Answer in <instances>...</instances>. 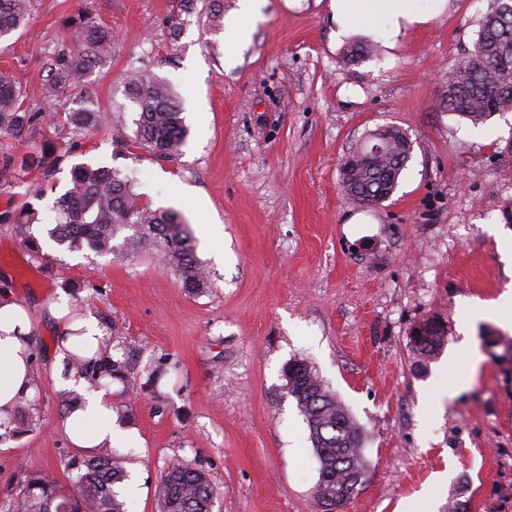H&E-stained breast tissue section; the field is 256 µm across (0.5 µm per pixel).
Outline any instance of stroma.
I'll return each instance as SVG.
<instances>
[{
    "instance_id": "obj_1",
    "label": "stroma",
    "mask_w": 512,
    "mask_h": 512,
    "mask_svg": "<svg viewBox=\"0 0 512 512\" xmlns=\"http://www.w3.org/2000/svg\"><path fill=\"white\" fill-rule=\"evenodd\" d=\"M87 3L117 38L87 76L84 102L112 108L113 123L133 132L124 78L148 67L182 100L181 155L160 162L128 154L105 129L76 141L44 126L0 139V162L21 165L29 141L46 140L62 156L50 175L57 189L77 163L120 170L143 203L183 214L213 285L192 293L147 254L71 253L42 240L37 259L0 218V280L31 314L42 385L38 406L22 402L0 427V512L32 474L68 483L86 457L64 432L54 382L61 364L46 310L61 291L114 328L113 358L127 365L112 381L127 432L116 447L128 459L127 512H157L158 480L175 464L209 475L213 512H314L318 463L282 373L298 357L362 430L367 479L342 512H403L425 488L437 512L455 499L469 512H512V328L497 306L512 290L502 255L512 238V112L476 139L438 106L486 0H452L399 49L351 67L339 62L325 0H267L241 42L224 37L238 0H194L174 43L164 20L177 0H34L27 26L0 41V68L37 110L67 104L42 94L44 63ZM385 125L409 134L411 158L382 206L352 205L341 162ZM432 316L448 342L420 369L408 336ZM467 339L482 357L475 370L460 354ZM163 367L168 375L148 387Z\"/></svg>"
}]
</instances>
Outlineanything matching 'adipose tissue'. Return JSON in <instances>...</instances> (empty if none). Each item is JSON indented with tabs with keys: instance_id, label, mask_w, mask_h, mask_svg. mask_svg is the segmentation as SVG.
<instances>
[{
	"instance_id": "1",
	"label": "adipose tissue",
	"mask_w": 512,
	"mask_h": 512,
	"mask_svg": "<svg viewBox=\"0 0 512 512\" xmlns=\"http://www.w3.org/2000/svg\"><path fill=\"white\" fill-rule=\"evenodd\" d=\"M450 0H328L327 9L336 43L370 38L395 50L413 32L430 26L443 15ZM49 313L66 338L60 339L58 359L82 363L95 356L102 337L95 317L69 320V297L59 293ZM33 323L26 306L0 293V418L9 415L32 393ZM59 389L75 394L79 407L65 415L64 431L71 443L85 450L111 447L114 435L112 390L90 388L75 368L57 373Z\"/></svg>"
}]
</instances>
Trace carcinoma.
Masks as SVG:
<instances>
[{
  "label": "carcinoma",
  "instance_id": "obj_1",
  "mask_svg": "<svg viewBox=\"0 0 512 512\" xmlns=\"http://www.w3.org/2000/svg\"><path fill=\"white\" fill-rule=\"evenodd\" d=\"M191 0L166 21L169 34L182 33V13ZM32 15L31 0H0V39L24 27ZM65 38L70 45L47 57V85L79 99L84 79L106 64L112 47V29L86 7L78 21L69 26ZM370 40L356 41L343 53L346 65H355L374 55ZM126 98L138 114L136 129L129 136L121 126H112V110L100 108L64 109L52 116L75 134L100 128L113 129L115 142L127 152L146 153L159 161H171L181 154L189 134L183 105L173 86L165 79L142 70L125 76ZM440 107L474 125L496 114L512 112V0H488L480 29L467 59L448 70ZM40 120L28 103V93L0 72V137L20 138ZM413 143L408 133L387 125L382 132H370L347 158L350 175L341 191L352 202L377 206L389 199L411 157ZM50 216L27 207L15 218L27 240L35 224L51 221L52 240L70 252L88 248L100 255H124L142 251L156 255L170 268L183 287L202 293L211 287L209 274L196 255V241L183 217L173 209H153L141 203L129 178L120 171L88 163L75 165L66 189L54 198ZM130 234L117 242L120 232ZM448 326L437 317L416 324L410 335L414 362L421 366L440 353ZM89 385L99 387L122 375L124 366L102 355L87 360L84 367ZM288 396L292 397L309 429L318 480L312 491L318 512L343 507L365 481L368 464L360 444L358 427L319 374L303 358H294L283 368ZM122 457L106 453L81 462V469L69 490L49 472L29 477L14 498L15 512H126L113 486L126 480ZM217 491L201 470L175 465L161 475L157 489L158 512H213Z\"/></svg>",
  "mask_w": 512,
  "mask_h": 512
}]
</instances>
